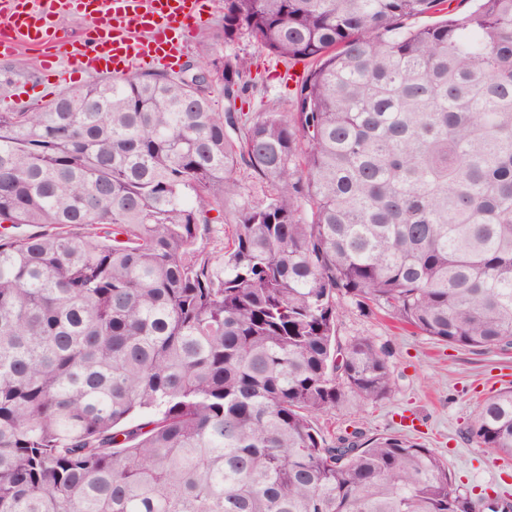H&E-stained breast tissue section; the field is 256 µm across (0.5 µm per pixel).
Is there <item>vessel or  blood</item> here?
Instances as JSON below:
<instances>
[{
	"label": "vessel or blood",
	"mask_w": 512,
	"mask_h": 512,
	"mask_svg": "<svg viewBox=\"0 0 512 512\" xmlns=\"http://www.w3.org/2000/svg\"><path fill=\"white\" fill-rule=\"evenodd\" d=\"M200 0H0V56L20 44L41 50L48 63H63L58 83L72 69L130 75L150 63L169 65L192 42ZM91 11L95 22L82 39L59 35L56 19Z\"/></svg>",
	"instance_id": "vessel-or-blood-1"
}]
</instances>
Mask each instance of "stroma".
<instances>
[{"label":"stroma","mask_w":512,"mask_h":512,"mask_svg":"<svg viewBox=\"0 0 512 512\" xmlns=\"http://www.w3.org/2000/svg\"><path fill=\"white\" fill-rule=\"evenodd\" d=\"M218 53L254 61L257 83L237 100V107L253 113L290 111L294 84L288 76L302 74L303 64L288 66L247 38L220 44ZM40 59L28 46L0 58V112L31 108L58 93L52 71L40 70ZM339 306L341 339L372 337L389 355L394 385L391 395L376 403L343 401L319 418V426L337 433L357 429L368 437L406 435L447 463L461 491L476 495L498 484L512 489V457L488 455L467 434L483 401L512 386V349L448 346L405 326L390 308L364 310L346 298Z\"/></svg>","instance_id":"stroma-1"}]
</instances>
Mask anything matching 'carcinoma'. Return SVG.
Segmentation results:
<instances>
[{
  "label": "carcinoma",
  "instance_id": "1",
  "mask_svg": "<svg viewBox=\"0 0 512 512\" xmlns=\"http://www.w3.org/2000/svg\"><path fill=\"white\" fill-rule=\"evenodd\" d=\"M245 36L311 63L291 111L235 108ZM198 56L0 112V512H478L316 416L393 387L343 296L512 347V0H224ZM469 434L512 457L511 386Z\"/></svg>",
  "mask_w": 512,
  "mask_h": 512
}]
</instances>
